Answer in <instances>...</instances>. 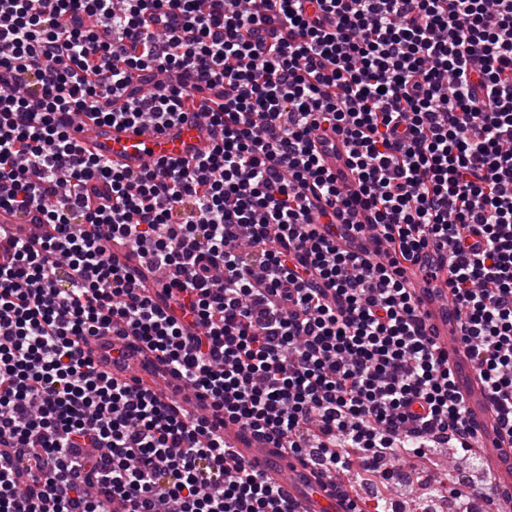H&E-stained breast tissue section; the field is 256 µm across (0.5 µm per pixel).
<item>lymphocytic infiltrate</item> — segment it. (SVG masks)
Returning a JSON list of instances; mask_svg holds the SVG:
<instances>
[{"instance_id": "obj_1", "label": "lymphocytic infiltrate", "mask_w": 512, "mask_h": 512, "mask_svg": "<svg viewBox=\"0 0 512 512\" xmlns=\"http://www.w3.org/2000/svg\"><path fill=\"white\" fill-rule=\"evenodd\" d=\"M190 111L221 129L191 162L126 172L71 135ZM0 208V512H295L229 423L385 488L473 454L401 278L432 245L512 437V0H0ZM111 333L147 378L98 368ZM314 149L325 168L336 174L344 185H351L354 175L348 166L349 152L341 136L318 131L313 136Z\"/></svg>"}]
</instances>
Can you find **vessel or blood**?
I'll list each match as a JSON object with an SVG mask.
<instances>
[{"label": "vessel or blood", "instance_id": "obj_1", "mask_svg": "<svg viewBox=\"0 0 512 512\" xmlns=\"http://www.w3.org/2000/svg\"><path fill=\"white\" fill-rule=\"evenodd\" d=\"M218 132L215 127L186 117L165 129L147 135L127 126L88 119L73 136L84 153L112 161L128 171L140 170L152 160H191L211 149ZM314 148L325 168L349 185L354 175L348 165L349 152L341 136L316 132ZM444 255L428 250L419 264L405 267L403 277L419 306L428 336L443 345H452L458 334L455 306L446 288ZM113 339L101 336L91 343L99 368L111 376L126 378L141 370L143 358L130 349L121 360H114ZM452 369L457 388L464 398L469 427L483 447L487 466L495 475L498 488L512 491V440L508 439L490 398L483 389L467 352L454 350ZM227 444L244 461L252 464L265 478L276 483L298 512H348V502L332 481L318 470L297 459L279 455L270 443L259 441L236 427L224 430Z\"/></svg>", "mask_w": 512, "mask_h": 512}]
</instances>
